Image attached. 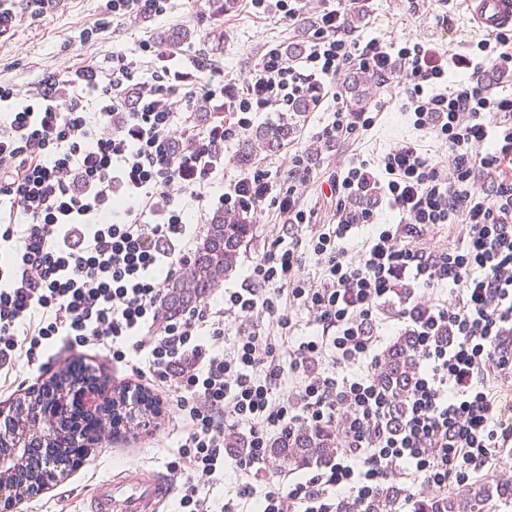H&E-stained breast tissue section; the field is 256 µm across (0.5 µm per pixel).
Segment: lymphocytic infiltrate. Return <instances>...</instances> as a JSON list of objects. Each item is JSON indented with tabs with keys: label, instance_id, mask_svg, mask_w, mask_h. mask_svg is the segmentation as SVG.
<instances>
[{
	"label": "lymphocytic infiltrate",
	"instance_id": "f902f5d3",
	"mask_svg": "<svg viewBox=\"0 0 512 512\" xmlns=\"http://www.w3.org/2000/svg\"><path fill=\"white\" fill-rule=\"evenodd\" d=\"M313 40L302 60L267 48L243 93L223 75L196 84L205 63L176 69L175 52L142 42L157 64L135 82L137 64L116 55L109 68L86 65L12 106L13 88L0 85L9 119L0 125V212L9 222L0 240L12 260L0 265V370L34 360L39 349L93 347L169 396L182 424L173 468L178 512H237L215 504L200 485L224 472L225 430L248 426V451L236 466L264 464L271 435L298 426L335 427L341 450L326 469L283 488L257 494L239 484L237 499H259L261 512H336V498L373 497L391 476L420 481L426 492L481 473L512 443V421L495 409L496 382L512 374V96L483 88L488 71L512 74V29L487 34L469 53L442 54L425 43L389 53L360 42L335 0H321ZM397 77L410 86L402 103L416 129L432 131L448 149L440 166L416 144L395 143L381 157V184L355 159L330 180L336 222L312 239L319 283L302 276L296 248L272 245L249 285L225 290L222 306L202 303L177 317L163 312L166 288L154 272L176 275L187 260V226L175 202L182 193L203 200L224 171V143L252 125L251 113L288 106L343 68ZM231 113L232 124L199 128L196 97ZM183 114H176V104ZM493 182L480 195L479 180ZM378 190L399 220L383 224L364 196ZM288 216L290 231L307 224L294 188L265 170L244 174L214 200L230 211L258 209L269 197ZM362 224L376 230L357 255L346 242ZM457 224L461 239L444 249L420 246L424 230ZM448 284L449 298L435 288ZM415 338L420 368L406 398L399 431L387 429L391 400L375 371L381 316ZM322 329L318 339L286 350L293 309ZM271 318L279 333L254 330L226 342V318ZM225 351H217L220 343ZM361 367L335 379L311 374L318 361ZM304 374L294 393L276 388L285 372Z\"/></svg>",
	"mask_w": 512,
	"mask_h": 512
}]
</instances>
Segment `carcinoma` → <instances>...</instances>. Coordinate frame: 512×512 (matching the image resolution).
Segmentation results:
<instances>
[{"label":"carcinoma","mask_w":512,"mask_h":512,"mask_svg":"<svg viewBox=\"0 0 512 512\" xmlns=\"http://www.w3.org/2000/svg\"><path fill=\"white\" fill-rule=\"evenodd\" d=\"M377 77L359 75L345 87L346 103L353 112L364 110L370 99V88ZM296 125L282 122L262 126L242 140L237 162L242 167L255 160V143L268 149H277L292 140ZM254 224L246 210L216 213L207 224L206 233L198 243L193 257L182 271L167 284L166 310L175 315L188 306L210 296L232 272L237 264L239 250L253 235ZM414 371L412 337L405 335L388 348L377 371V378L393 399L391 425L401 417V401L407 393ZM340 451L336 429L326 426H303L271 442V463L290 470H302L331 463ZM404 490L393 483L383 485L378 494L358 506L361 512H395ZM507 500L512 498V480L503 479L495 489L482 484H470L435 498L416 501L417 512H485L490 508V496Z\"/></svg>","instance_id":"carcinoma-1"}]
</instances>
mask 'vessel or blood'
<instances>
[{"label":"vessel or blood","instance_id":"vessel-or-blood-1","mask_svg":"<svg viewBox=\"0 0 512 512\" xmlns=\"http://www.w3.org/2000/svg\"><path fill=\"white\" fill-rule=\"evenodd\" d=\"M472 23L491 32L512 27V0H467ZM173 480L164 475L143 479L137 471L98 483L90 494L92 512H156L172 492Z\"/></svg>","mask_w":512,"mask_h":512}]
</instances>
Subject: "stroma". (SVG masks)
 <instances>
[{
    "mask_svg": "<svg viewBox=\"0 0 512 512\" xmlns=\"http://www.w3.org/2000/svg\"><path fill=\"white\" fill-rule=\"evenodd\" d=\"M105 4L106 0H54L43 19H18L10 34L0 40V84L15 88L22 97L44 77L62 76L85 65L109 67L116 53L146 60L141 42L157 44L167 32L186 30L190 36L178 47L179 57L186 61L193 57L210 60L223 67L226 84L241 90L251 80L267 47L285 48L296 42L309 45L319 8L318 0H307L302 19L290 24L278 16L257 14L249 0H233L221 14L212 0H203L194 10L185 0H171L163 16L137 17L112 26L107 22ZM342 7L346 13L361 16L354 27L356 38L365 42L374 39L386 47L429 42L444 52L451 46L463 48L483 36L470 20L466 0H344ZM96 23L105 24V32L94 43L81 45V30ZM405 99L404 84L380 82L366 107L375 116L374 126L335 142L322 140L320 131L330 112L345 100L342 84L325 86L319 104L303 115L293 116L285 109L260 113L257 124L289 118L296 123L298 133L279 149L259 150L255 166L271 172L281 184L295 185L305 209L312 212L313 224L333 223L336 200L329 195L328 180L353 158L368 161L374 173L378 170L377 159L391 144L408 140L436 162L447 164V148L429 131L414 128L409 115L401 112ZM298 155L312 170L313 181L304 183L292 176V160ZM252 221L255 233L242 246L235 269L223 281L224 287H240L271 243L288 235L285 217L274 201H265ZM75 361L99 370L109 387L139 383L122 364L113 362L108 351L77 347L51 359L40 356L33 365L19 362L9 381H0V404L12 402L30 386ZM148 392L160 402V412L151 418L149 426L106 430L101 444L90 449L83 464L69 471L49 492L24 503L25 512H87L85 492L96 482L120 475L132 466L146 479L170 473L182 432L168 403L162 402L161 392L153 386Z\"/></svg>",
    "mask_w": 512,
    "mask_h": 512,
    "instance_id": "1",
    "label": "stroma"
}]
</instances>
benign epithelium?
Listing matches in <instances>:
<instances>
[{"label": "benign epithelium", "mask_w": 512, "mask_h": 512, "mask_svg": "<svg viewBox=\"0 0 512 512\" xmlns=\"http://www.w3.org/2000/svg\"><path fill=\"white\" fill-rule=\"evenodd\" d=\"M112 403L109 387L92 374L72 382H56L52 375L26 391L19 411L0 407V505L3 512H21V505L42 495L57 483L64 465H80L67 454L77 447L83 453L97 446L104 427L68 428L61 417L73 404L98 416L102 405Z\"/></svg>", "instance_id": "obj_1"}]
</instances>
